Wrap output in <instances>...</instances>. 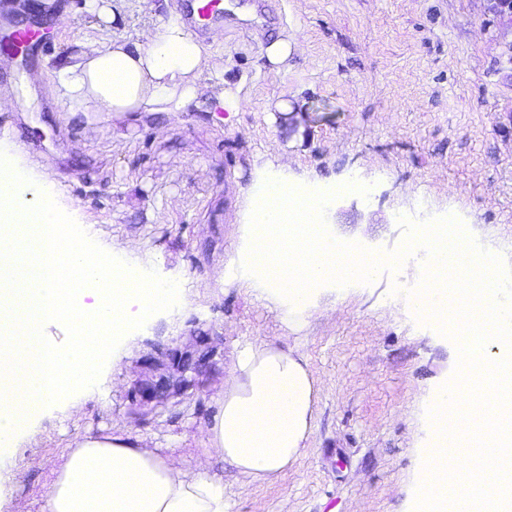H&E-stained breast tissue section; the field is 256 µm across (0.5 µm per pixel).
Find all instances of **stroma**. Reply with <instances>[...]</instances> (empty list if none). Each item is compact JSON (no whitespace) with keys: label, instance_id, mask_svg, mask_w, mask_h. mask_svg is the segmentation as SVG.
I'll list each match as a JSON object with an SVG mask.
<instances>
[{"label":"stroma","instance_id":"1","mask_svg":"<svg viewBox=\"0 0 512 512\" xmlns=\"http://www.w3.org/2000/svg\"><path fill=\"white\" fill-rule=\"evenodd\" d=\"M285 23L247 11L204 47L211 95L236 93L232 117L210 97L181 112L58 103L57 70L94 35L96 19L57 0L42 29L57 53L18 75L0 110V149L105 251L177 282V305L127 333L98 383L47 408L37 446L0 459V512H39L75 436L131 435L188 469L206 462L231 512H407L427 432L424 400L449 383L452 342L401 290L422 259L368 284L321 288L311 314L284 322L273 304L225 279L262 173L342 187L326 208L337 238L382 255L405 238L399 217L456 215L512 266V28L487 0H279ZM294 49L270 71L263 48ZM29 141H20L19 128ZM359 180L367 195L345 191ZM211 334L218 365L201 391L142 419L128 393L146 356ZM265 342L305 361L317 387L312 434L286 471L255 481L205 457L235 351Z\"/></svg>","mask_w":512,"mask_h":512}]
</instances>
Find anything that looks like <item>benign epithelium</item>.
<instances>
[{
    "mask_svg": "<svg viewBox=\"0 0 512 512\" xmlns=\"http://www.w3.org/2000/svg\"><path fill=\"white\" fill-rule=\"evenodd\" d=\"M215 356L210 337L196 336L189 346L169 348L158 357H147L144 372L129 393L131 413L144 417L158 406L199 389V377L215 367Z\"/></svg>",
    "mask_w": 512,
    "mask_h": 512,
    "instance_id": "7a95c632",
    "label": "benign epithelium"
}]
</instances>
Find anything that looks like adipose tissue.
<instances>
[{"label": "adipose tissue", "instance_id": "adipose-tissue-1", "mask_svg": "<svg viewBox=\"0 0 512 512\" xmlns=\"http://www.w3.org/2000/svg\"><path fill=\"white\" fill-rule=\"evenodd\" d=\"M204 46L175 21L132 38H86L58 71L62 104L107 112H177L202 96ZM316 390L306 365L266 343L240 349L228 367L209 453L253 480L287 470L311 434ZM224 481L186 469L141 441L85 437L69 449L40 512H230Z\"/></svg>", "mask_w": 512, "mask_h": 512}]
</instances>
